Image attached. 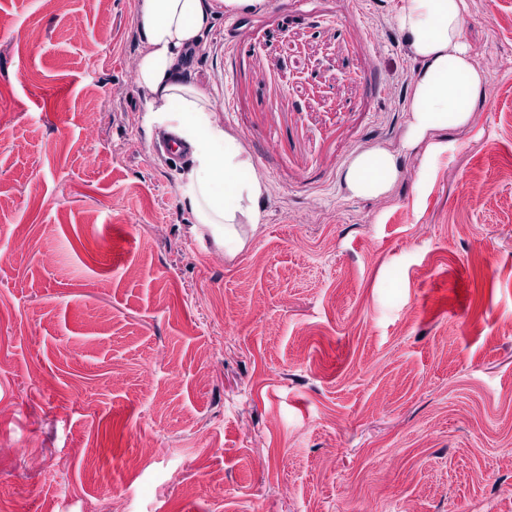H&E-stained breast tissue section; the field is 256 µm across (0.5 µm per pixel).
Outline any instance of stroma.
<instances>
[{"label": "stroma", "mask_w": 512, "mask_h": 512, "mask_svg": "<svg viewBox=\"0 0 512 512\" xmlns=\"http://www.w3.org/2000/svg\"><path fill=\"white\" fill-rule=\"evenodd\" d=\"M401 5L215 17L188 73L269 184L231 257L135 0H0V512H512V0H466L485 84L431 155ZM373 146L403 175L352 196ZM402 172L396 151L374 147L356 154L343 174L347 191L356 197L386 195Z\"/></svg>", "instance_id": "obj_1"}]
</instances>
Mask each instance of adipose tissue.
Here are the masks:
<instances>
[{"label": "adipose tissue", "mask_w": 512, "mask_h": 512, "mask_svg": "<svg viewBox=\"0 0 512 512\" xmlns=\"http://www.w3.org/2000/svg\"><path fill=\"white\" fill-rule=\"evenodd\" d=\"M266 0H136L141 49L137 82L148 92L145 110L158 132L188 148L182 174L186 205L195 222L223 241L229 254L243 250L245 228H257L268 185L235 137L212 121L206 95L188 83L183 60L217 14L263 10ZM465 0H403L397 27L421 67L411 87L406 147L441 151L435 131L464 126L484 75L464 40ZM223 144L216 153L215 144ZM402 172L397 152L374 147L356 154L343 174L356 197L386 195Z\"/></svg>", "instance_id": "1"}]
</instances>
